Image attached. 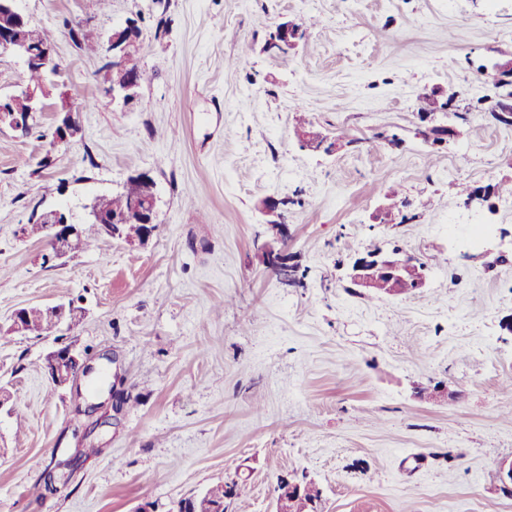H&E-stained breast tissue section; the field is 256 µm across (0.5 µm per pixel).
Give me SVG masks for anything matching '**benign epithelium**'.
<instances>
[{
	"label": "benign epithelium",
	"instance_id": "obj_1",
	"mask_svg": "<svg viewBox=\"0 0 512 512\" xmlns=\"http://www.w3.org/2000/svg\"><path fill=\"white\" fill-rule=\"evenodd\" d=\"M15 0H0V51L19 57L25 65L40 64L49 69L53 74L61 71V64L56 57L55 48L52 45L42 46L37 50H31L26 45L19 26L7 22V18L24 20V15L16 10ZM306 32L293 28L289 20L277 23L272 32V38L268 39L266 50L274 54H286L298 47L305 39ZM137 49L136 41L127 39L123 35V29L112 31L108 37V51L112 52V70L118 72V79L111 82L105 94L112 103L127 108L134 104L138 92L136 84L126 77V59ZM24 99L28 109L24 112L8 111L5 104L13 103L18 99ZM44 102L37 95V89L26 86L20 94L12 95L4 100L0 99V121L8 124L13 129H21L29 125L31 118L42 111ZM82 111L81 105L63 96L62 112L64 116L55 128L54 138L59 142H66L76 129L74 114ZM295 137L300 148L315 154L331 156L348 146V142L330 137L313 127L301 128L295 131ZM133 199L132 209L140 211L148 218L144 219L145 229L139 240L148 239L154 228L155 218L158 216V199L152 201H139L136 194H130ZM40 220L46 224L47 235L52 246L50 260L65 261L70 255L72 240L79 235L82 224L73 222L72 215L62 207L44 208L36 210ZM263 213L267 217V226L272 238L264 242L260 248L261 261L265 268L282 282H289L294 277L296 265L293 256L288 250L278 246V243L286 238L288 224L281 208V202L268 200L263 204ZM90 217L101 224L106 235L113 238H123V219L119 217H105L101 214L90 213ZM346 276L353 286L358 289L370 291L379 283L387 284V294L398 296L402 292L401 285L413 286V291L422 292L428 285V268L413 255L403 250L378 251L374 254H364L356 257L347 267ZM44 313L43 330L60 331L72 330L83 316V309L72 302H60L41 306ZM43 369L56 381V387L66 388L75 384L77 376L91 377L97 374L98 369L93 359L82 355L75 346L67 344L48 352L43 358ZM121 376L115 375V381L103 392L104 400L99 402L89 401L85 412L94 414L98 410L109 407L115 414L122 412L123 391L119 389ZM305 496L312 500V507L320 510L322 492L312 480L299 481L285 479L283 487L277 489L274 512H296L297 501Z\"/></svg>",
	"mask_w": 512,
	"mask_h": 512
}]
</instances>
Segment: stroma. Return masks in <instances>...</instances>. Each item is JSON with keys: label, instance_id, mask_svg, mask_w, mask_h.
<instances>
[{"label": "stroma", "instance_id": "stroma-1", "mask_svg": "<svg viewBox=\"0 0 512 512\" xmlns=\"http://www.w3.org/2000/svg\"><path fill=\"white\" fill-rule=\"evenodd\" d=\"M53 37L62 70L24 135L0 125V512H172L182 497L245 479L229 512H271L280 475L306 473L321 512H512L498 489L512 461V211L467 203L461 184L512 182V125L492 120V65L512 58V0H15ZM165 16V33L155 31ZM136 20L151 79L129 110L104 89L103 55L70 27L102 35ZM308 22L301 45L266 51L274 25ZM248 56H241L243 46ZM241 57L238 67L227 59ZM82 103L77 132L51 147L60 92ZM447 99L420 134L422 92ZM303 116L356 147L302 150ZM398 146L373 148L377 135ZM49 166H42V159ZM149 173L159 215L144 243L101 239L64 265L24 228L35 204L76 221L99 195ZM407 201L397 224L373 213ZM286 203L301 286L264 272L262 201ZM404 249L429 286L397 298L345 277L367 248ZM73 300L67 340L120 374L131 402L91 436L76 428L78 380L57 389L42 360L55 334L10 332L14 311ZM223 313H216V303ZM447 386L456 400L421 397ZM99 447L70 484L45 491L40 464Z\"/></svg>", "mask_w": 512, "mask_h": 512}]
</instances>
